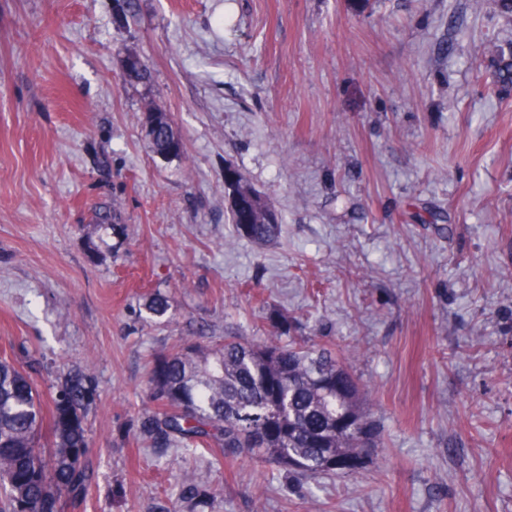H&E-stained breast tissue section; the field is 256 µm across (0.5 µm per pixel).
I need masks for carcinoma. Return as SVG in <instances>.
I'll return each instance as SVG.
<instances>
[{
    "label": "carcinoma",
    "mask_w": 512,
    "mask_h": 512,
    "mask_svg": "<svg viewBox=\"0 0 512 512\" xmlns=\"http://www.w3.org/2000/svg\"><path fill=\"white\" fill-rule=\"evenodd\" d=\"M493 78L512 87V56L498 59ZM145 136L153 153L169 156L174 135L168 114L157 112ZM238 187L251 223L235 225L236 232L258 245L278 240L275 211L246 180ZM144 308L149 319H158L168 303L155 296ZM96 391L84 371L68 370L51 394L53 403L58 396L66 400L67 414L59 419L52 409L47 416L27 372L0 358V512L20 506L62 512V497L86 496L93 471L82 418ZM360 395L347 356L325 344H282L276 336L264 343L232 335L207 342L185 337L154 360L148 397L157 409L140 419L139 432L156 448L201 447L217 459H255L295 480L351 474L382 447ZM45 428L52 437L46 451L39 445ZM173 497L167 512L185 501L200 509L210 499L209 486L188 474Z\"/></svg>",
    "instance_id": "carcinoma-1"
}]
</instances>
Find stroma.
<instances>
[{"mask_svg":"<svg viewBox=\"0 0 512 512\" xmlns=\"http://www.w3.org/2000/svg\"><path fill=\"white\" fill-rule=\"evenodd\" d=\"M510 53L495 0H0V357L44 395L71 368L97 386L64 512H157L184 473L206 512H512ZM148 99L183 155L149 148ZM228 164L277 243L229 223ZM267 302L357 349L384 442L359 473L140 437L152 359L200 326L262 340ZM238 187L241 199L250 212L251 224H235L231 212L236 232L258 245L277 241L281 235V224L275 211L252 189L242 175Z\"/></svg>","mask_w":512,"mask_h":512,"instance_id":"1","label":"stroma"}]
</instances>
